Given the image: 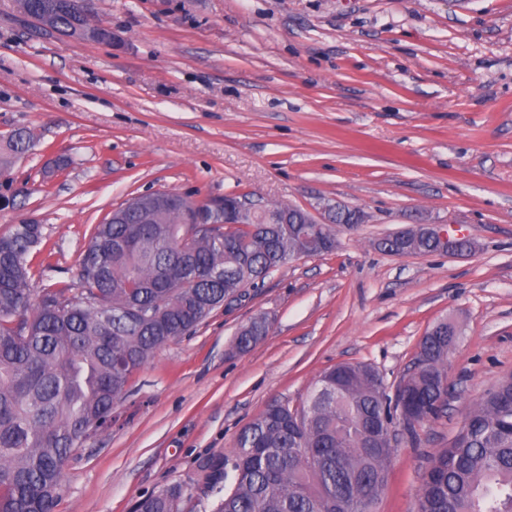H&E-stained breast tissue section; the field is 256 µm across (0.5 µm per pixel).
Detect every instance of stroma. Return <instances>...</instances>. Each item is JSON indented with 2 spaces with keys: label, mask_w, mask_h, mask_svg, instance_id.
I'll use <instances>...</instances> for the list:
<instances>
[{
  "label": "stroma",
  "mask_w": 512,
  "mask_h": 512,
  "mask_svg": "<svg viewBox=\"0 0 512 512\" xmlns=\"http://www.w3.org/2000/svg\"><path fill=\"white\" fill-rule=\"evenodd\" d=\"M92 20L112 42L40 31L0 0V141L34 138L0 184V234L42 224L37 285L75 282L93 226L137 194L366 219L159 349L70 456L54 512H133L192 484L200 459L232 452L269 405L301 407L337 364L395 391L448 320V409L394 444L373 506L415 512L426 456L512 374V0H94ZM413 224L474 249L378 248ZM259 314L267 336L230 355Z\"/></svg>",
  "instance_id": "1"
}]
</instances>
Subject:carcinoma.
Instances as JSON below:
<instances>
[{"mask_svg":"<svg viewBox=\"0 0 512 512\" xmlns=\"http://www.w3.org/2000/svg\"><path fill=\"white\" fill-rule=\"evenodd\" d=\"M79 0H16L42 28L41 8L60 35L83 21ZM24 130L0 145V173L26 153ZM162 210L123 204L94 227L78 287H34L41 227L15 224L0 235V512H52L70 455L112 423L132 374L171 340L187 335L225 302L289 260L307 241L333 236L305 211L266 206L240 224H212L186 241L183 202L161 192ZM291 211L292 223L277 216ZM439 251L430 237L394 241L389 253ZM252 318L238 352L267 335ZM448 337L427 332L414 369L389 395L378 372L341 363L325 372L301 409L269 406L239 433L234 450L198 464L191 485L143 496L135 512H175L185 494H223L214 512H372L402 414L404 431L444 416ZM416 512H512V375L483 395L422 474Z\"/></svg>","mask_w":512,"mask_h":512,"instance_id":"cac0c4a2","label":"carcinoma"}]
</instances>
